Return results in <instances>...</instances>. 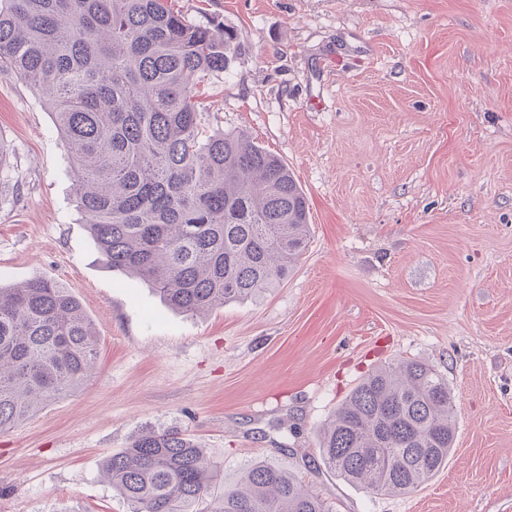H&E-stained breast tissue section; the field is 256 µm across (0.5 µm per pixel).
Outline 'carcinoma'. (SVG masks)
Returning <instances> with one entry per match:
<instances>
[{"label":"carcinoma","instance_id":"cac0c4a2","mask_svg":"<svg viewBox=\"0 0 512 512\" xmlns=\"http://www.w3.org/2000/svg\"><path fill=\"white\" fill-rule=\"evenodd\" d=\"M237 35L164 0H0V63L49 97L70 144L78 209L103 265L186 315L260 296L308 243L288 167L243 132L201 131L196 93ZM93 324L62 284L0 286V432L81 387ZM456 405L432 366L399 359L365 377L319 429L324 464L374 495L407 494L448 462ZM130 512H328L291 473L257 462L226 487L178 430L135 437L102 465Z\"/></svg>","mask_w":512,"mask_h":512}]
</instances>
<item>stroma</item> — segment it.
<instances>
[{"label": "stroma", "instance_id": "obj_1", "mask_svg": "<svg viewBox=\"0 0 512 512\" xmlns=\"http://www.w3.org/2000/svg\"><path fill=\"white\" fill-rule=\"evenodd\" d=\"M236 31L200 85L204 133L240 130L309 203V243L258 300L186 316L106 268L42 93L0 69V285L62 283L93 377L0 434V512H129L101 473L150 431L190 435L236 484L264 461L332 512H512V0H170ZM431 365L456 442L426 485L377 496L317 431L374 367Z\"/></svg>", "mask_w": 512, "mask_h": 512}]
</instances>
